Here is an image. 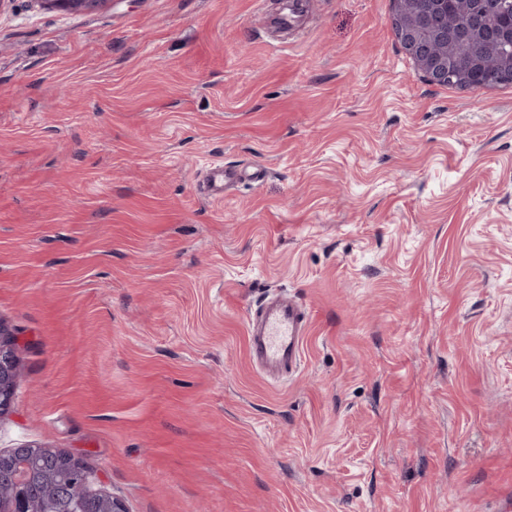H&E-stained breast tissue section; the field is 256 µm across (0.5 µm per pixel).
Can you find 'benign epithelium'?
<instances>
[{"label": "benign epithelium", "instance_id": "1", "mask_svg": "<svg viewBox=\"0 0 512 512\" xmlns=\"http://www.w3.org/2000/svg\"><path fill=\"white\" fill-rule=\"evenodd\" d=\"M47 8L71 12L94 11L111 0H40ZM392 26L395 38L412 59L416 69L433 85L453 83L466 85L468 75L456 71L448 58V0H392ZM512 13V0H473L465 38L485 37L493 29L491 20ZM18 371L17 338L0 322V416L7 413L14 397ZM65 463L88 485L99 481L95 470L72 454L63 455ZM9 480L20 491L13 508L21 512L25 506L22 492L26 490L25 464L14 463Z\"/></svg>", "mask_w": 512, "mask_h": 512}]
</instances>
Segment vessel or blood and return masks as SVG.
Segmentation results:
<instances>
[{"instance_id": "1", "label": "vessel or blood", "mask_w": 512, "mask_h": 512, "mask_svg": "<svg viewBox=\"0 0 512 512\" xmlns=\"http://www.w3.org/2000/svg\"><path fill=\"white\" fill-rule=\"evenodd\" d=\"M239 170L213 164L203 181V191L210 197L224 194L226 185L241 178ZM307 314L295 301L284 295L264 300L249 316L250 348L254 361L269 369L295 370L301 363Z\"/></svg>"}]
</instances>
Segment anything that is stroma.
<instances>
[{
	"label": "stroma",
	"instance_id": "1",
	"mask_svg": "<svg viewBox=\"0 0 512 512\" xmlns=\"http://www.w3.org/2000/svg\"><path fill=\"white\" fill-rule=\"evenodd\" d=\"M0 10V451L83 456L128 512L512 501V84H429L392 0ZM214 162L260 166L223 199ZM288 291L297 372L249 355ZM17 371V338L0 321V416L11 408Z\"/></svg>",
	"mask_w": 512,
	"mask_h": 512
}]
</instances>
